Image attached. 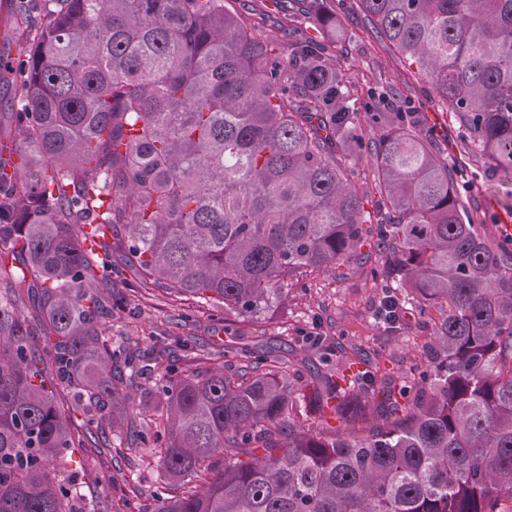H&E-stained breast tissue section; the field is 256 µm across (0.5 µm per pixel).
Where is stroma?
Instances as JSON below:
<instances>
[{"instance_id":"1","label":"stroma","mask_w":512,"mask_h":512,"mask_svg":"<svg viewBox=\"0 0 512 512\" xmlns=\"http://www.w3.org/2000/svg\"><path fill=\"white\" fill-rule=\"evenodd\" d=\"M230 11L264 19L265 32L280 47L288 45V0H224ZM347 37H327L333 54L350 75V106L366 137H373L371 115L382 108V95L392 94L393 111L408 115L411 130L443 152L457 170L458 190L486 237L500 241L498 211L512 212V184L477 162L474 148L453 114L434 97L428 83L376 34L361 14L346 23ZM362 260L344 266L343 277L316 272L286 281L283 300L260 320L226 314L195 300L178 299L127 273L122 308L108 322L113 342L144 350L171 349L175 366L205 371L215 366L232 371L242 348L277 351L299 364L291 381L298 398L291 417L319 431L337 425L314 399L315 390L337 380L345 365L370 363L378 381L400 377L427 366L434 329L447 301L425 300L396 280H373ZM391 297L401 314L396 326L379 317L383 297ZM110 447L76 449L71 466L80 473L76 494L68 495L66 512H84L87 504L102 512H146L164 484L160 455L153 447H127L121 434L110 433Z\"/></svg>"}]
</instances>
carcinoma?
<instances>
[{
  "label": "carcinoma",
  "mask_w": 512,
  "mask_h": 512,
  "mask_svg": "<svg viewBox=\"0 0 512 512\" xmlns=\"http://www.w3.org/2000/svg\"><path fill=\"white\" fill-rule=\"evenodd\" d=\"M0 0L20 42L0 56L18 138L0 133V512H65L68 449L108 444L120 414L134 447L156 415L169 486L151 512H512V243L482 234L448 161L399 112H377L368 149L381 209L368 220L351 161L365 136L324 40L345 17L299 0L285 58L224 0ZM431 85L483 162L512 179V0H338ZM370 223L366 229L363 224ZM121 231L140 278L259 318L280 283L332 271L366 233L375 279L447 299L427 389H383L368 433L285 426L297 362L241 351L237 370L165 364L130 411L135 358L105 339L103 288ZM39 290L42 336L20 296ZM73 391L82 431L56 400ZM349 415L340 391L316 392ZM288 438H283V428Z\"/></svg>",
  "instance_id": "carcinoma-1"
}]
</instances>
